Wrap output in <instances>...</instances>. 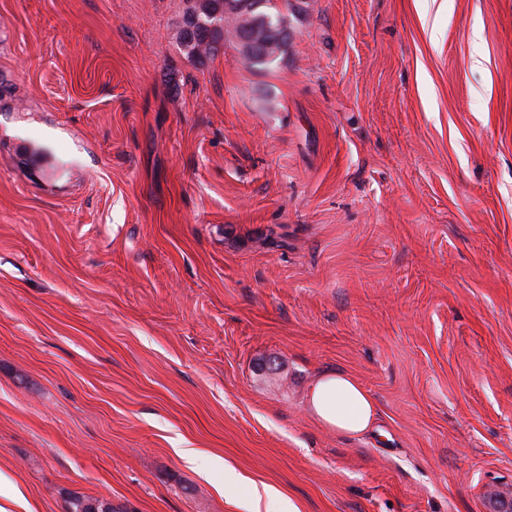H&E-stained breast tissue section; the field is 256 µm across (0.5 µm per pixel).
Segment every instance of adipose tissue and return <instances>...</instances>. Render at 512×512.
I'll use <instances>...</instances> for the list:
<instances>
[{"label":"adipose tissue","instance_id":"ef3b65f1","mask_svg":"<svg viewBox=\"0 0 512 512\" xmlns=\"http://www.w3.org/2000/svg\"><path fill=\"white\" fill-rule=\"evenodd\" d=\"M309 406L324 424L339 433L355 437L375 429L373 397L345 373L320 376L311 388Z\"/></svg>","mask_w":512,"mask_h":512}]
</instances>
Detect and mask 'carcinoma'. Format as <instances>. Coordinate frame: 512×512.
I'll return each instance as SVG.
<instances>
[{"label":"carcinoma","instance_id":"carcinoma-1","mask_svg":"<svg viewBox=\"0 0 512 512\" xmlns=\"http://www.w3.org/2000/svg\"><path fill=\"white\" fill-rule=\"evenodd\" d=\"M178 40L190 58L210 59L224 50V37L232 31L235 43L252 67L275 62L288 48V22L272 0H189ZM99 502L80 492L68 493L66 512H117L90 504Z\"/></svg>","mask_w":512,"mask_h":512}]
</instances>
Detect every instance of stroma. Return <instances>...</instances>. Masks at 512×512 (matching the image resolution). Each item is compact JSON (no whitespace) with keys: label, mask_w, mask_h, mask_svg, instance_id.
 Masks as SVG:
<instances>
[{"label":"stroma","mask_w":512,"mask_h":512,"mask_svg":"<svg viewBox=\"0 0 512 512\" xmlns=\"http://www.w3.org/2000/svg\"><path fill=\"white\" fill-rule=\"evenodd\" d=\"M0 0V473L35 505L512 502V0ZM355 377L373 434L307 406ZM196 449L186 460L180 449ZM187 2H191V5L184 13L178 40L183 52L190 58L202 61L217 56L224 50V37L228 29H231L243 58L252 67L272 64L288 48V22L272 0ZM253 6L256 8L250 10ZM248 32L256 33L258 40V44L250 50L245 49L242 43V38ZM280 498V493L269 486L263 485L262 489L252 486L251 490V511L252 512H299V509L288 499V510L271 511L270 505ZM105 501L97 499V498H91L88 497L80 492L72 491L68 493L67 500H66V511L67 512H117L120 511L119 509L116 510L115 508H112V503L109 504L108 508L106 510L102 509V505ZM91 503H100V506L95 511L90 507Z\"/></svg>","instance_id":"35a3bbf8"}]
</instances>
